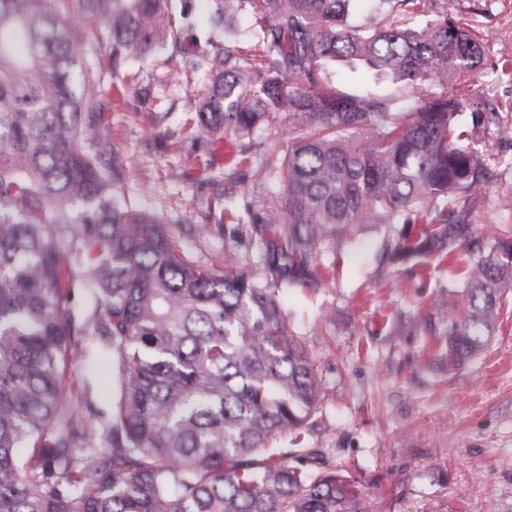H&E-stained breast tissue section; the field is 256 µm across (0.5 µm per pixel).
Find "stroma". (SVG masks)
<instances>
[{"instance_id":"35a3bbf8","label":"stroma","mask_w":512,"mask_h":512,"mask_svg":"<svg viewBox=\"0 0 512 512\" xmlns=\"http://www.w3.org/2000/svg\"><path fill=\"white\" fill-rule=\"evenodd\" d=\"M448 13L493 33L489 98L512 105V0H448ZM119 78L132 90L109 116L127 199L160 216L193 261L220 266L230 254L262 276L252 220L280 197L271 174L288 149L287 113L243 137L236 170L213 171L199 163L206 134L190 122L202 72L160 51L127 62ZM333 78L353 95L387 88L360 62H336ZM387 232L366 228L323 259L318 285L280 294L321 380L302 446L325 466H354L373 512H512V317L479 357L449 371L444 344L421 323L436 296L456 298L469 256L425 272L383 262Z\"/></svg>"}]
</instances>
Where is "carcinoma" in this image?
Here are the masks:
<instances>
[{"mask_svg": "<svg viewBox=\"0 0 512 512\" xmlns=\"http://www.w3.org/2000/svg\"><path fill=\"white\" fill-rule=\"evenodd\" d=\"M210 2L196 61L205 165L288 113L280 205L254 221L259 278L189 260L132 205L105 108L87 111L122 64L184 49L174 0H0V512H370L352 473L267 447L300 444L320 400L280 289L317 283L320 258L367 225H402L384 243L392 263L463 246L464 287L425 318L450 371L481 354L512 300V227L471 234L491 178L475 143L498 115L460 77L485 72L486 39L447 0ZM229 3L259 19L258 66L224 45L240 37ZM428 3L440 18L395 25ZM340 59L421 97L345 94L326 74ZM76 288L91 297L82 316ZM91 354L112 363L96 434L64 394L76 383L92 398L70 374Z\"/></svg>", "mask_w": 512, "mask_h": 512, "instance_id": "1", "label": "carcinoma"}]
</instances>
